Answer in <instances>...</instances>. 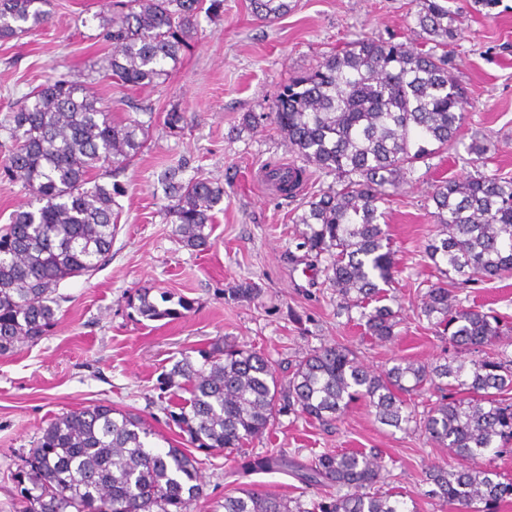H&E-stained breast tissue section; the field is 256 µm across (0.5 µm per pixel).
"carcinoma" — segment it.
<instances>
[{"label":"carcinoma","instance_id":"1","mask_svg":"<svg viewBox=\"0 0 512 512\" xmlns=\"http://www.w3.org/2000/svg\"><path fill=\"white\" fill-rule=\"evenodd\" d=\"M253 13L271 20L288 14L289 0H251ZM50 0H0V40L43 27ZM416 25L427 35L423 49L361 38L327 56L310 73L283 85L271 115L288 147L325 174L341 177V188L307 202L293 218L303 225L301 246L319 258L329 255L328 281L347 304L365 309L366 332L381 341L394 335L396 312L381 304L379 282L388 283L394 253L384 249L379 203L386 186L400 187L429 150L452 146L471 102L448 71V55L436 49L456 40L448 7L418 0ZM202 0H119L100 18L112 40L104 76L128 87L167 79L195 31ZM11 149L5 175L19 178L35 204L18 210L0 231V355L34 344L56 324V291L70 278L90 276L112 256L113 206L122 188L107 182L116 160L141 153L142 124L112 120L86 84L61 76L35 87L12 112L6 127ZM305 170L269 164L267 177L292 197ZM175 204L174 233L188 248L208 247L206 229L224 188L208 179L165 184ZM440 236L425 248L439 273L423 296L420 314L442 329L448 341L489 352L466 364L399 362L374 373L341 346L315 350L295 365L288 385L279 386L271 362L245 348L214 343L186 356L161 375L169 393L164 407L179 429L180 443L160 448L139 416L93 404L52 420L13 479L25 512H190L202 493V460L194 451L232 450L265 433L283 412L317 421L339 417L365 400L377 419L401 429L412 422L448 454L474 459L495 444L512 441V359L495 349L505 335L497 317L465 306L450 286L457 277L492 280L512 274V177L467 176L442 181L431 195ZM128 305L149 320L174 318L192 309L161 308L144 288ZM446 386L455 396L419 418L404 394L425 385ZM288 466L283 455L248 458L245 473ZM378 457L363 452L320 455L304 469L302 482L328 483L341 495L328 505L304 508L292 500L259 496L242 488L224 497V512H406L395 494L367 489L378 482ZM432 497L448 512H499L512 498V480L494 469L433 467L426 478Z\"/></svg>","mask_w":512,"mask_h":512}]
</instances>
